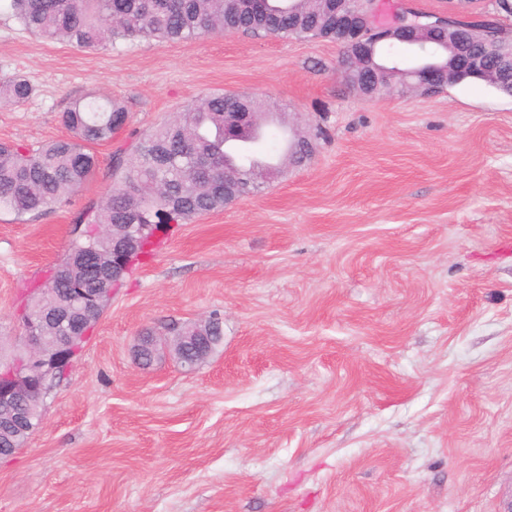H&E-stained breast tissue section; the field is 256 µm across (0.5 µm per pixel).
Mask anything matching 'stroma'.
Masks as SVG:
<instances>
[{"instance_id": "stroma-1", "label": "stroma", "mask_w": 512, "mask_h": 512, "mask_svg": "<svg viewBox=\"0 0 512 512\" xmlns=\"http://www.w3.org/2000/svg\"><path fill=\"white\" fill-rule=\"evenodd\" d=\"M322 39L219 32L100 52L0 12V141L67 137L89 93L126 129L70 203L0 213V362L112 182L114 151L199 96L251 93L323 127L305 164L173 226L112 295L44 421L0 459V512H512V97L474 81L369 99ZM218 313L194 372L136 338ZM33 90L26 79L20 77L5 79L0 82V102L21 104L30 98ZM171 336H142L135 350V359L139 365H150L156 355L157 345L159 341H163L168 346V340ZM169 347V346H168Z\"/></svg>"}]
</instances>
